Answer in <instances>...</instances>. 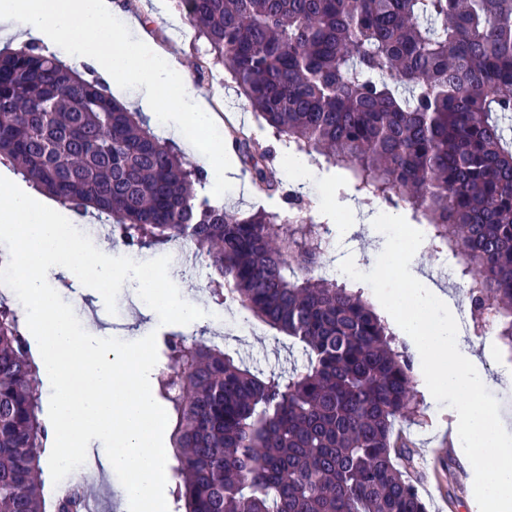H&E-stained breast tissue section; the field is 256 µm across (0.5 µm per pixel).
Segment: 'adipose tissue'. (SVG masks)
Here are the masks:
<instances>
[{"mask_svg": "<svg viewBox=\"0 0 512 512\" xmlns=\"http://www.w3.org/2000/svg\"><path fill=\"white\" fill-rule=\"evenodd\" d=\"M112 0H0V39L33 37L70 44L74 64L108 74L113 85L139 87L142 112L162 117L174 134L217 122L182 66L152 40L131 41L111 25Z\"/></svg>", "mask_w": 512, "mask_h": 512, "instance_id": "obj_1", "label": "adipose tissue"}]
</instances>
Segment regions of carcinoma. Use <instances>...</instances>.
I'll list each match as a JSON object with an SVG mask.
<instances>
[{
  "mask_svg": "<svg viewBox=\"0 0 512 512\" xmlns=\"http://www.w3.org/2000/svg\"><path fill=\"white\" fill-rule=\"evenodd\" d=\"M269 131L224 137L276 211H230L206 173L137 113L43 47L0 51V164L128 250L185 242L231 302L300 345L265 373L201 339L165 341L169 447L181 512H428L396 425L418 412L411 356L335 261L329 223H293L301 196L269 157L320 155L359 204L426 226L492 311L512 352V0H176ZM39 365L0 303V512H87L84 486L45 502Z\"/></svg>",
  "mask_w": 512,
  "mask_h": 512,
  "instance_id": "obj_1",
  "label": "carcinoma"
}]
</instances>
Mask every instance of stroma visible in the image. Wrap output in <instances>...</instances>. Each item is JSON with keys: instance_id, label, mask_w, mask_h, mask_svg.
Listing matches in <instances>:
<instances>
[{"instance_id": "35a3bbf8", "label": "stroma", "mask_w": 512, "mask_h": 512, "mask_svg": "<svg viewBox=\"0 0 512 512\" xmlns=\"http://www.w3.org/2000/svg\"><path fill=\"white\" fill-rule=\"evenodd\" d=\"M176 13L172 5L166 12H159L154 0H115L112 21L114 25L125 27L131 38H152L168 45L177 62L190 69L205 54L207 44L199 38L196 29L186 19L177 18ZM196 91L221 117L238 119L245 132L254 138L266 139V129L240 97L236 83L223 66H216L212 74L197 85ZM233 168L235 185L221 191L225 206L242 212L259 207L280 208L278 197L250 192V176L241 162H234ZM384 246L382 233L372 234L364 229L350 237L337 236L335 256L340 260L353 256L357 268L367 272L373 269ZM412 273L446 294V304L452 314H459L467 307L465 290L438 277L430 247H423L420 262ZM169 276L186 301L204 310V318L186 326L160 325L156 313L128 282L124 283L117 297L116 314L109 316L97 291L67 279L56 269L48 272L47 280L59 289L64 301L82 298L83 305L77 308L76 315L89 332L125 341L139 340L153 331L161 337L179 334L207 340L220 326L224 329L225 348L260 369L287 370L300 361V354L289 353L288 338L274 340L268 328L256 322H246L245 312L236 305L215 304L205 288L207 279L203 264L178 265L170 269ZM460 346L476 355L478 369L486 379L485 385L499 401L500 416L508 433L512 434V361L492 334L461 338ZM416 389L420 414L400 422L399 428L413 442L411 477L419 493L427 501L429 512H479L473 494L474 471L457 435L454 410L432 400L424 383H417ZM452 487L459 496L453 504L448 501V490Z\"/></svg>"}]
</instances>
